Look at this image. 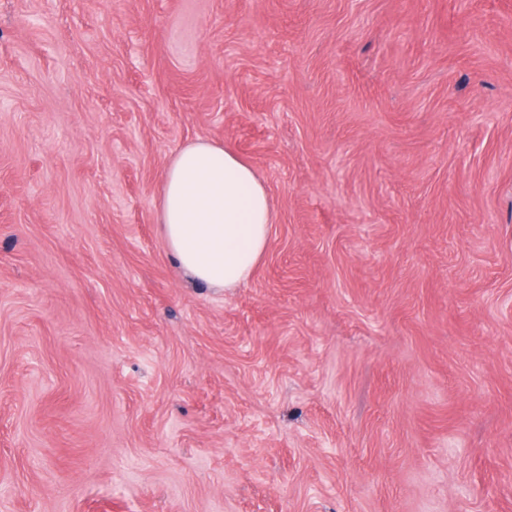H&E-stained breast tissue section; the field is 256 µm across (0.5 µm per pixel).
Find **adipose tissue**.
<instances>
[{"label": "adipose tissue", "instance_id": "1", "mask_svg": "<svg viewBox=\"0 0 512 512\" xmlns=\"http://www.w3.org/2000/svg\"><path fill=\"white\" fill-rule=\"evenodd\" d=\"M157 221L181 270L228 289L247 282L262 260L277 212L247 160L218 142L197 140L163 173Z\"/></svg>", "mask_w": 512, "mask_h": 512}]
</instances>
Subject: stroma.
Wrapping results in <instances>:
<instances>
[{
    "label": "stroma",
    "mask_w": 512,
    "mask_h": 512,
    "mask_svg": "<svg viewBox=\"0 0 512 512\" xmlns=\"http://www.w3.org/2000/svg\"><path fill=\"white\" fill-rule=\"evenodd\" d=\"M199 138L237 288L157 224ZM0 512H512V0H0ZM157 221L181 270L228 289L247 282L262 260L277 212L247 160L218 142L197 140L163 173Z\"/></svg>",
    "instance_id": "35a3bbf8"
}]
</instances>
